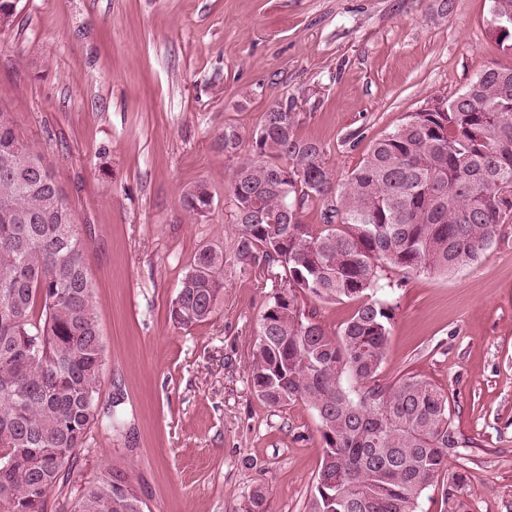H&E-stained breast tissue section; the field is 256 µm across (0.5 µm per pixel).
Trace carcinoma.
Masks as SVG:
<instances>
[{
  "label": "carcinoma",
  "instance_id": "1",
  "mask_svg": "<svg viewBox=\"0 0 512 512\" xmlns=\"http://www.w3.org/2000/svg\"><path fill=\"white\" fill-rule=\"evenodd\" d=\"M488 25L512 17L489 0ZM444 112H411L377 139L342 183L324 147L301 138L282 101L263 113L252 154L225 190L238 222L229 255L271 281L261 318L253 388L271 408L316 412L321 465L306 512H416L441 485L444 512H471L465 469L448 468L459 440L448 395L407 377L377 379L396 305L393 272L448 274L477 264L512 221V64L484 70ZM242 134L224 126V152ZM0 109V512H46L87 434L112 412L98 404L103 344L96 288L74 214ZM292 176L279 180L281 167ZM193 215L212 203L205 183L182 195ZM320 208L321 223L304 221ZM288 209V223L282 210ZM224 251L204 248L181 280L169 316L182 329L207 321L220 294ZM301 295L357 303L334 331ZM363 384L352 396L347 381ZM263 488L243 512H268ZM131 477L114 468L87 482L73 512H144Z\"/></svg>",
  "mask_w": 512,
  "mask_h": 512
}]
</instances>
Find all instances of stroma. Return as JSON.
I'll return each mask as SVG.
<instances>
[{"label":"stroma","instance_id":"35a3bbf8","mask_svg":"<svg viewBox=\"0 0 512 512\" xmlns=\"http://www.w3.org/2000/svg\"><path fill=\"white\" fill-rule=\"evenodd\" d=\"M489 0H19L0 29V109L44 151L96 286L101 403L47 512H69L102 468L129 474L149 512H241L263 487L269 512H305L323 455L302 404L271 408L251 365L269 300L262 272L224 265L208 321L173 326L169 307L196 255L228 249L224 201L248 139L277 100L344 180L372 143L428 100L507 64ZM244 141L224 153V127ZM207 182L200 216L182 193ZM378 378L426 379L450 400L473 512H512V225L482 261L413 273Z\"/></svg>","mask_w":512,"mask_h":512}]
</instances>
